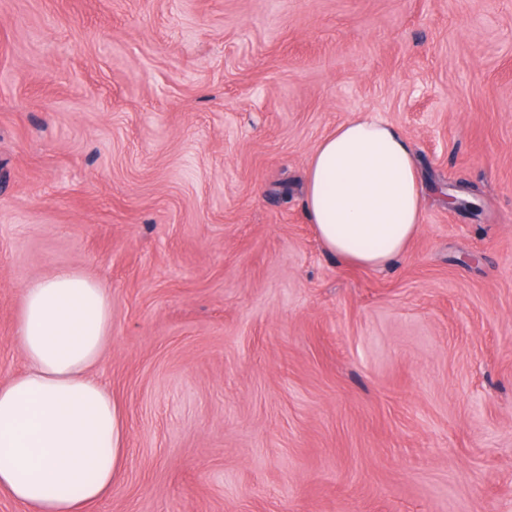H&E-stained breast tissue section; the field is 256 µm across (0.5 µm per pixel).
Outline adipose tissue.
I'll use <instances>...</instances> for the list:
<instances>
[{
  "label": "adipose tissue",
  "instance_id": "ef3b65f1",
  "mask_svg": "<svg viewBox=\"0 0 512 512\" xmlns=\"http://www.w3.org/2000/svg\"><path fill=\"white\" fill-rule=\"evenodd\" d=\"M426 190L394 124L344 122L314 148L304 202L322 248L386 267L424 218ZM16 340L25 367L0 384V493L26 512H86L106 498L125 457L122 414L93 372L112 340L107 289L73 269L21 295Z\"/></svg>",
  "mask_w": 512,
  "mask_h": 512
}]
</instances>
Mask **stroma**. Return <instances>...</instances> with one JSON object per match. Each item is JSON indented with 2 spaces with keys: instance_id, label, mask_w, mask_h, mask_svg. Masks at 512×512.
Listing matches in <instances>:
<instances>
[{
  "instance_id": "stroma-1",
  "label": "stroma",
  "mask_w": 512,
  "mask_h": 512,
  "mask_svg": "<svg viewBox=\"0 0 512 512\" xmlns=\"http://www.w3.org/2000/svg\"><path fill=\"white\" fill-rule=\"evenodd\" d=\"M365 114L426 187L380 270L302 193ZM62 268L125 421L88 512H512V0H0L1 382Z\"/></svg>"
}]
</instances>
